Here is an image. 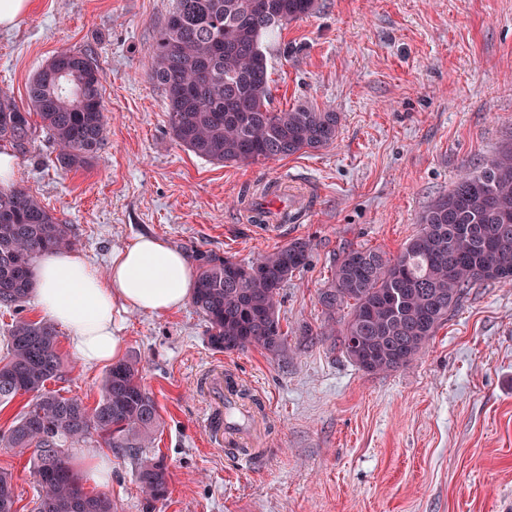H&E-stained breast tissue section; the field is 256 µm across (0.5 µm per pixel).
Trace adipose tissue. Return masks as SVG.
Returning a JSON list of instances; mask_svg holds the SVG:
<instances>
[{"label":"adipose tissue","mask_w":512,"mask_h":512,"mask_svg":"<svg viewBox=\"0 0 512 512\" xmlns=\"http://www.w3.org/2000/svg\"><path fill=\"white\" fill-rule=\"evenodd\" d=\"M195 280L184 253L148 235L114 251L104 274L73 251L44 254L34 295L41 314L66 332L77 359L97 366L120 354L121 338L112 318L115 303L140 313L165 314L187 303Z\"/></svg>","instance_id":"ef3b65f1"}]
</instances>
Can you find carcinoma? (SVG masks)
Listing matches in <instances>:
<instances>
[{
  "instance_id": "obj_1",
  "label": "carcinoma",
  "mask_w": 512,
  "mask_h": 512,
  "mask_svg": "<svg viewBox=\"0 0 512 512\" xmlns=\"http://www.w3.org/2000/svg\"><path fill=\"white\" fill-rule=\"evenodd\" d=\"M316 8L317 0H175L157 29L148 72L167 101L174 138L218 164L280 159L333 142L336 113L305 104L279 111L270 106L271 41ZM102 80L92 51L58 53L29 81L26 106L0 95V144L24 155L44 133L60 167H84L106 140ZM420 224L394 259L370 248L342 249L319 293L327 317L320 335L333 337V347L366 373L416 360L473 285L512 284V230L497 231L512 225V145L463 173L423 211ZM73 245L72 225L28 191L0 190V306L23 310L35 259ZM310 251L304 238L251 263L193 251L192 304L207 323L210 347L280 355L287 341L280 290L307 265ZM346 307L348 318L337 330L336 312ZM64 371L55 327L15 317L0 356V406L23 395L28 401L0 444L32 452L39 485L34 512H112L107 495L84 491L69 449L94 436L113 448L149 447L159 426L156 404L133 361L106 371L91 410L80 398L47 388ZM136 482L149 507L167 496V471L159 461H142ZM0 512H16L6 469L0 470Z\"/></svg>"
}]
</instances>
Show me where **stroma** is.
Wrapping results in <instances>:
<instances>
[{
    "instance_id": "stroma-1",
    "label": "stroma",
    "mask_w": 512,
    "mask_h": 512,
    "mask_svg": "<svg viewBox=\"0 0 512 512\" xmlns=\"http://www.w3.org/2000/svg\"><path fill=\"white\" fill-rule=\"evenodd\" d=\"M173 0H33L0 29V93L26 103L31 78L55 54L90 48L103 71L107 138L88 165L55 166L38 138L17 158L15 186L72 224L74 252L105 271L136 236L248 262L295 238L308 264L280 291L287 347L216 352L192 304L168 314L117 310L122 359L138 361L159 427L150 447L122 452L95 440L82 456L112 458L102 492L112 512H149L135 481L162 461L168 495L151 512H512V286L470 288L426 345L397 370L368 374L319 329L318 302L344 248L397 257L420 214L458 176L512 143V0H319L291 22L292 56L270 59L272 106L336 112L335 140L317 150L221 165L180 145L162 92L148 78L156 30ZM286 182L297 221L284 236L251 222L248 202ZM53 389L95 407L105 366L82 365L65 332ZM261 395L242 442L213 446L207 371ZM17 512L39 493L31 454L0 446Z\"/></svg>"
}]
</instances>
